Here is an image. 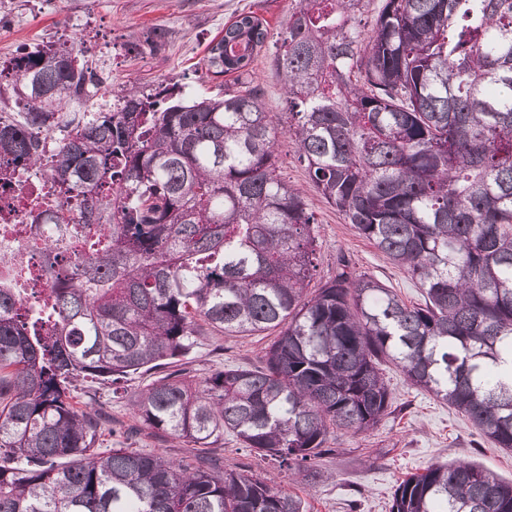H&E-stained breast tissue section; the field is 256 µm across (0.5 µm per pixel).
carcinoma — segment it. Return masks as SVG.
<instances>
[{
    "mask_svg": "<svg viewBox=\"0 0 512 512\" xmlns=\"http://www.w3.org/2000/svg\"><path fill=\"white\" fill-rule=\"evenodd\" d=\"M299 0L271 64L288 102L274 125L254 78L269 38L252 11L201 70L245 82L223 97L103 86L75 46L42 43L0 66V195L37 168L43 224H75L58 256L31 240L51 288L39 309L27 254L0 270V512H304L302 499L205 458L102 447L82 382L158 372L132 402L148 430L192 448L224 434L308 479L330 431L375 427L393 396L380 363L512 449V0ZM286 133L318 193L417 281L405 304L345 260L312 297L316 218L276 173ZM278 331L260 368L201 381L173 364L200 327ZM390 512H512V483L471 462L407 476Z\"/></svg>",
    "mask_w": 512,
    "mask_h": 512,
    "instance_id": "1",
    "label": "carcinoma"
}]
</instances>
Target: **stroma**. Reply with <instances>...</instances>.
<instances>
[{
    "instance_id": "1",
    "label": "stroma",
    "mask_w": 512,
    "mask_h": 512,
    "mask_svg": "<svg viewBox=\"0 0 512 512\" xmlns=\"http://www.w3.org/2000/svg\"><path fill=\"white\" fill-rule=\"evenodd\" d=\"M298 0H0V62L19 49L48 41H75L85 59L98 65L109 95L129 83L145 90L178 86L184 91L219 92L204 79L197 64L208 44L223 35L225 24L242 11L262 17L271 36L285 28ZM172 33L164 53L128 51L129 43L144 40L153 29ZM275 51L267 45L256 61V81L273 122H285L286 102L280 80L270 64ZM277 171L301 191L313 210L319 234L317 271L310 282L319 288L345 257L352 272L374 276L406 304L423 300L419 284L359 235L335 207L316 191L288 137L276 144ZM274 338L266 331L253 336H227L204 330L199 346L180 361L188 376L200 380L223 366L259 365ZM382 367L394 393L390 414L372 430L352 435L334 432L336 452L316 460V480L293 483L278 463L251 455L233 436L215 445L225 468L243 470L298 495L306 512H389L392 496L407 475L452 461L476 462L512 481V450L494 447L464 416L430 393L411 386L401 368L390 361ZM132 376L118 387H98L97 408L111 416L119 430L136 426L130 402L148 384Z\"/></svg>"
}]
</instances>
